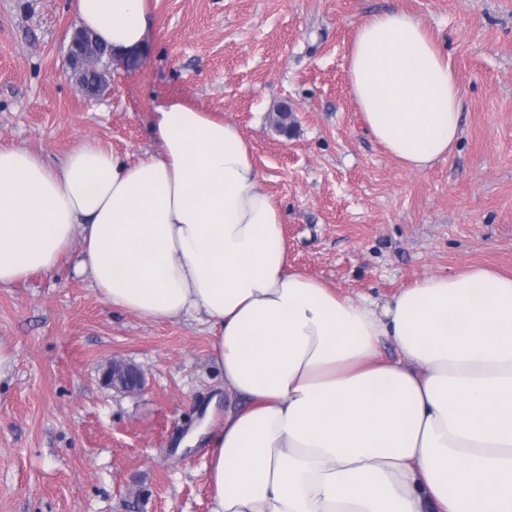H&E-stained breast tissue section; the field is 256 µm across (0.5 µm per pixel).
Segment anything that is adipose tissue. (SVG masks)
Here are the masks:
<instances>
[{
  "label": "adipose tissue",
  "instance_id": "1",
  "mask_svg": "<svg viewBox=\"0 0 512 512\" xmlns=\"http://www.w3.org/2000/svg\"><path fill=\"white\" fill-rule=\"evenodd\" d=\"M82 28L139 52L147 0H77ZM369 134L408 171L454 151L463 91L421 21L363 20L345 57ZM137 158L88 139L56 165L0 144V285L80 269L112 307L204 316L245 400L208 447L210 512H512V276L429 275L385 304L294 267L249 140L181 101ZM398 353L381 354L383 340Z\"/></svg>",
  "mask_w": 512,
  "mask_h": 512
}]
</instances>
